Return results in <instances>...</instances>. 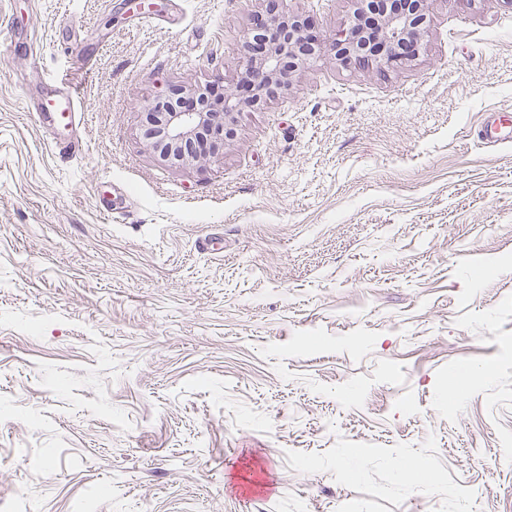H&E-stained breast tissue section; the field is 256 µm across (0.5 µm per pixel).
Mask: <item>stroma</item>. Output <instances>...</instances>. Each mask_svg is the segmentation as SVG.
<instances>
[{"mask_svg": "<svg viewBox=\"0 0 512 512\" xmlns=\"http://www.w3.org/2000/svg\"><path fill=\"white\" fill-rule=\"evenodd\" d=\"M149 2L0 0V512H512V142L478 141L512 0H428L398 71L327 52L202 167L141 106L236 87L265 0ZM280 4L326 35L358 7ZM45 96L34 105L39 122L50 132V146L59 154H70L78 147L76 129L80 92L69 81L50 80Z\"/></svg>", "mask_w": 512, "mask_h": 512, "instance_id": "stroma-1", "label": "stroma"}]
</instances>
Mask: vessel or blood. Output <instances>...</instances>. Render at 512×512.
Instances as JSON below:
<instances>
[{
    "mask_svg": "<svg viewBox=\"0 0 512 512\" xmlns=\"http://www.w3.org/2000/svg\"><path fill=\"white\" fill-rule=\"evenodd\" d=\"M80 92L75 83L51 80L45 96L34 106L39 122L50 133L52 150L61 154L73 152L78 146L74 133Z\"/></svg>",
    "mask_w": 512,
    "mask_h": 512,
    "instance_id": "b4317fda",
    "label": "vessel or blood"
}]
</instances>
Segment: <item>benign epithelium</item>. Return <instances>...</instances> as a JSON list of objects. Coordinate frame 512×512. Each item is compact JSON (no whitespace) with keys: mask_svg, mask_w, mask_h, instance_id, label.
Masks as SVG:
<instances>
[{"mask_svg":"<svg viewBox=\"0 0 512 512\" xmlns=\"http://www.w3.org/2000/svg\"><path fill=\"white\" fill-rule=\"evenodd\" d=\"M368 2L359 0L360 7L350 21L328 37L315 36L299 19L270 8L243 35L241 81L255 87V97L246 100L231 89L216 101L209 98L194 104L192 100L205 94L209 86L189 85L177 90L189 104L173 112H158V103H148L143 107L149 113L143 132L146 147L165 163L202 165L235 137L237 115L244 108L262 109L288 86L291 73L308 68L332 49L348 69L365 62L383 72L405 67L413 56L402 51L403 45L409 41L419 45L428 33L427 0L384 10L370 30L362 26Z\"/></svg>","mask_w":512,"mask_h":512,"instance_id":"7a95c632","label":"benign epithelium"}]
</instances>
